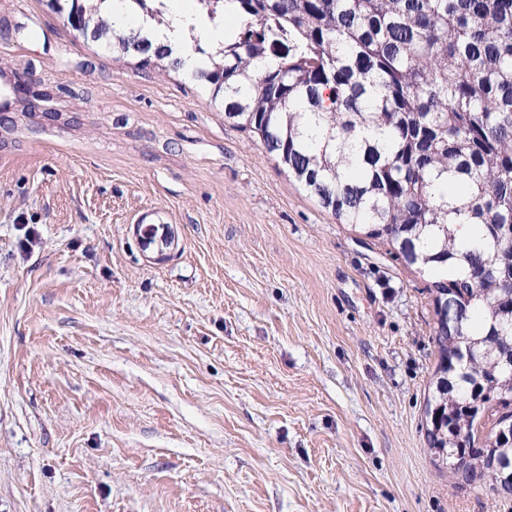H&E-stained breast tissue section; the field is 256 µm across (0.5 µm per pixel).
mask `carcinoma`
<instances>
[{"label":"carcinoma","instance_id":"carcinoma-1","mask_svg":"<svg viewBox=\"0 0 512 512\" xmlns=\"http://www.w3.org/2000/svg\"><path fill=\"white\" fill-rule=\"evenodd\" d=\"M149 23L160 0H124ZM242 19L192 76L224 116L341 224L433 276L440 362L426 402L438 455L483 449L471 393L501 395L512 360V0H195ZM140 34L112 47L143 55ZM274 65L262 76L258 60ZM469 432L470 446L456 434Z\"/></svg>","mask_w":512,"mask_h":512}]
</instances>
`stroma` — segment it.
Segmentation results:
<instances>
[{
    "label": "stroma",
    "mask_w": 512,
    "mask_h": 512,
    "mask_svg": "<svg viewBox=\"0 0 512 512\" xmlns=\"http://www.w3.org/2000/svg\"><path fill=\"white\" fill-rule=\"evenodd\" d=\"M429 283L183 71L0 0V512H512L429 448Z\"/></svg>",
    "instance_id": "obj_1"
}]
</instances>
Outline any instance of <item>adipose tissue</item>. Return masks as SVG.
<instances>
[{"label":"adipose tissue","mask_w":512,"mask_h":512,"mask_svg":"<svg viewBox=\"0 0 512 512\" xmlns=\"http://www.w3.org/2000/svg\"><path fill=\"white\" fill-rule=\"evenodd\" d=\"M239 25V18L233 15L225 16L223 24L213 25L197 17L192 0H168L166 21L161 25H151L148 40L152 46L161 45L169 49L172 57L178 58L183 68L193 70L200 66L201 61L183 44L187 28H194L201 45L215 50L222 42L232 39Z\"/></svg>","instance_id":"obj_1"}]
</instances>
